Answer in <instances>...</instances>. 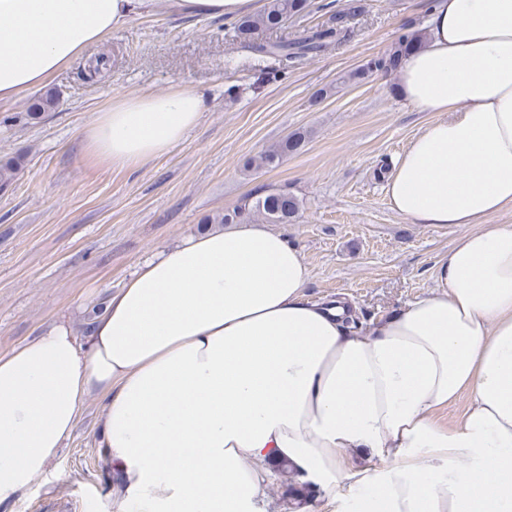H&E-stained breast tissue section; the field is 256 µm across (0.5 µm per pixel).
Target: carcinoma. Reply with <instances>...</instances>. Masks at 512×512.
Wrapping results in <instances>:
<instances>
[{
  "label": "carcinoma",
  "instance_id": "carcinoma-1",
  "mask_svg": "<svg viewBox=\"0 0 512 512\" xmlns=\"http://www.w3.org/2000/svg\"><path fill=\"white\" fill-rule=\"evenodd\" d=\"M309 7L308 0H265L263 8L252 15L244 16L237 25V37L244 48L249 51L274 57L286 62L297 56H314L340 39L341 30L328 26L316 31H304L292 40L270 41L265 33L279 28L290 20L303 16ZM418 32L401 34L394 45L384 54L371 59L365 66L351 72L348 80L356 81L369 72L392 73L397 70L402 58L415 47L420 40ZM57 97L48 93L33 105V111L27 113L29 121L36 123L43 114L54 108ZM305 140L300 133L292 134L256 156L244 161L243 167L248 171L260 172L273 168L290 154L298 152ZM21 162L17 157L0 160V187L7 186L16 176ZM302 201L286 187L266 188L256 195L245 207L214 218L217 224H235L240 221L262 224H293L299 218ZM276 470L282 478L284 499L297 505L309 502L311 489L298 482L288 465L279 463Z\"/></svg>",
  "mask_w": 512,
  "mask_h": 512
}]
</instances>
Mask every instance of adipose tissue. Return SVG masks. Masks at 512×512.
<instances>
[{"mask_svg": "<svg viewBox=\"0 0 512 512\" xmlns=\"http://www.w3.org/2000/svg\"><path fill=\"white\" fill-rule=\"evenodd\" d=\"M162 2L0 0V101ZM396 90L441 118L395 163L392 209L472 227L435 290L362 334L341 302L306 297L310 269L281 233L187 236L111 294L87 339L59 320L0 356V506L95 397L115 512H263L281 461L332 512H512V225L494 221L512 208V0H435ZM204 110L183 87L125 97L85 150L147 163Z\"/></svg>", "mask_w": 512, "mask_h": 512, "instance_id": "obj_1", "label": "adipose tissue"}]
</instances>
